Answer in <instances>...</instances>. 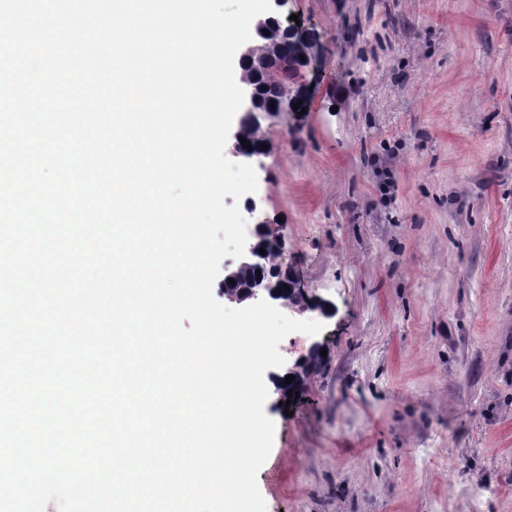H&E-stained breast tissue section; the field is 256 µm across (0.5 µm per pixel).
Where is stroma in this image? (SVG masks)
<instances>
[{
    "instance_id": "35a3bbf8",
    "label": "stroma",
    "mask_w": 512,
    "mask_h": 512,
    "mask_svg": "<svg viewBox=\"0 0 512 512\" xmlns=\"http://www.w3.org/2000/svg\"><path fill=\"white\" fill-rule=\"evenodd\" d=\"M320 79L264 122L247 224L325 304L267 512H512V0H293Z\"/></svg>"
}]
</instances>
